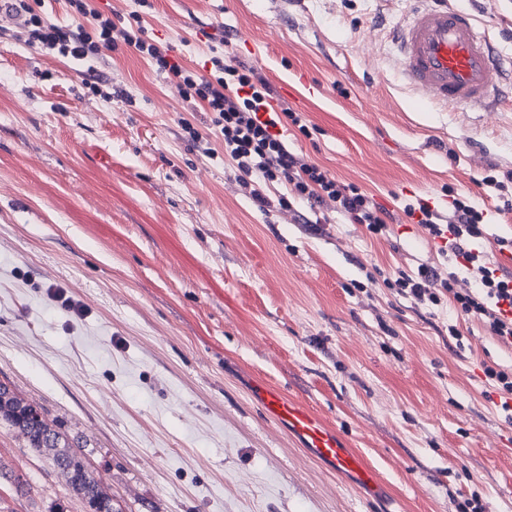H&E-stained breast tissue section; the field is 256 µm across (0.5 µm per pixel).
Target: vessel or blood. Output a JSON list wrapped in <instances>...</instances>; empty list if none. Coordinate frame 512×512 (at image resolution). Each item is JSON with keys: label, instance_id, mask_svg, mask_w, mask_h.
I'll return each instance as SVG.
<instances>
[{"label": "vessel or blood", "instance_id": "b4317fda", "mask_svg": "<svg viewBox=\"0 0 512 512\" xmlns=\"http://www.w3.org/2000/svg\"><path fill=\"white\" fill-rule=\"evenodd\" d=\"M403 74L409 86L439 106H462L485 112L498 100L512 59L496 55L474 16L466 10L419 5L393 32ZM265 412L303 441L317 459L331 462L343 473L370 477L359 454L342 448L336 434L308 406L284 390L263 387Z\"/></svg>", "mask_w": 512, "mask_h": 512}]
</instances>
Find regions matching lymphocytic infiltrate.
<instances>
[{"label": "lymphocytic infiltrate", "instance_id": "1", "mask_svg": "<svg viewBox=\"0 0 512 512\" xmlns=\"http://www.w3.org/2000/svg\"><path fill=\"white\" fill-rule=\"evenodd\" d=\"M66 5L82 17V24L50 23L27 0H10L6 13L18 19L19 33L28 45L55 57L83 61L122 43L135 47L176 84L192 111L210 113L224 140L225 157L232 160L240 185L258 204L266 202L262 187L280 186L282 209H291L297 201L328 204L352 223L365 225L372 236H387L384 211L366 193L354 184L338 182L305 155L289 149L283 127L294 126L305 135L309 122L287 108L273 111L270 86L254 69L225 64L223 53L217 51L210 58L209 73L199 74L146 38L139 14L119 26L90 8L89 0H66ZM405 211L417 216L432 238L444 239L448 269L421 265L410 273L399 272L400 294L421 305L436 306L449 299L458 311L482 320L502 343L512 346V275L498 273L488 252L476 246L483 236L482 211L464 197L452 198L444 212L423 198L407 204Z\"/></svg>", "mask_w": 512, "mask_h": 512}]
</instances>
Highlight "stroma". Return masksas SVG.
Masks as SVG:
<instances>
[{
    "instance_id": "35a3bbf8",
    "label": "stroma",
    "mask_w": 512,
    "mask_h": 512,
    "mask_svg": "<svg viewBox=\"0 0 512 512\" xmlns=\"http://www.w3.org/2000/svg\"><path fill=\"white\" fill-rule=\"evenodd\" d=\"M444 3L512 55V0ZM93 5L119 25L139 12L146 37L199 73L218 44L256 69L273 108L312 125L289 128V148L383 207L390 234L325 205L280 209L274 188L259 206L209 113L134 48L95 63V95L2 17L0 380L87 441L122 512H455L473 497L512 512V422L483 373L512 372V348L450 301L389 286L446 262L409 199L468 197L491 256L512 240V92L471 112L405 84L390 29L414 0ZM263 385L334 427L377 492L269 419ZM0 458L31 487L15 512H83L49 456L0 432Z\"/></svg>"
}]
</instances>
